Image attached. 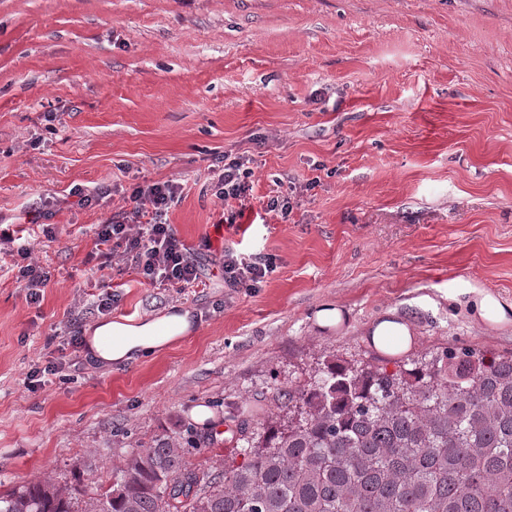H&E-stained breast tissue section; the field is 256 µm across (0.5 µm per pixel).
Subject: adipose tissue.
Instances as JSON below:
<instances>
[{"mask_svg": "<svg viewBox=\"0 0 512 512\" xmlns=\"http://www.w3.org/2000/svg\"><path fill=\"white\" fill-rule=\"evenodd\" d=\"M194 327L191 311L181 306L167 307L135 323L99 320L84 331L86 357L99 370L109 372L166 350Z\"/></svg>", "mask_w": 512, "mask_h": 512, "instance_id": "ef3b65f1", "label": "adipose tissue"}]
</instances>
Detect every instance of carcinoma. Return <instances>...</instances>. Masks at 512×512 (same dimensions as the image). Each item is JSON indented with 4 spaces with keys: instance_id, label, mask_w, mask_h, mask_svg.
I'll list each match as a JSON object with an SVG mask.
<instances>
[{
    "instance_id": "carcinoma-1",
    "label": "carcinoma",
    "mask_w": 512,
    "mask_h": 512,
    "mask_svg": "<svg viewBox=\"0 0 512 512\" xmlns=\"http://www.w3.org/2000/svg\"><path fill=\"white\" fill-rule=\"evenodd\" d=\"M278 398L288 424L261 433L251 402L236 408L247 459L222 473L166 438L93 497L82 465L68 486L0 493V512H512V353L448 349L393 372L329 359Z\"/></svg>"
}]
</instances>
